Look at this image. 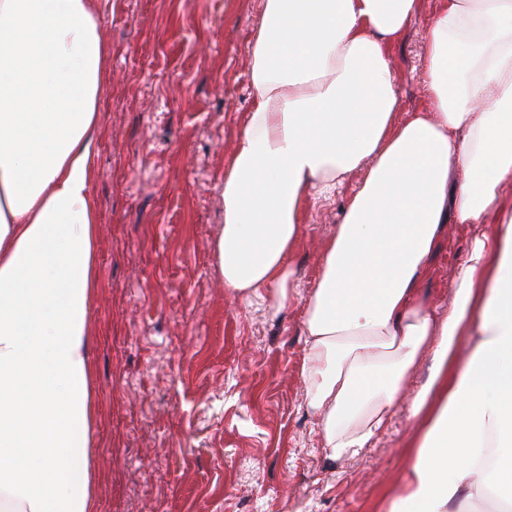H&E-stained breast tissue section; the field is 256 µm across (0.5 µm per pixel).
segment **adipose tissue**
Returning a JSON list of instances; mask_svg holds the SVG:
<instances>
[{
	"mask_svg": "<svg viewBox=\"0 0 512 512\" xmlns=\"http://www.w3.org/2000/svg\"><path fill=\"white\" fill-rule=\"evenodd\" d=\"M107 0H0V487L6 512H93L86 322L91 143ZM419 0H262L252 106L224 174L225 288L304 304L306 405L330 457L388 426L408 376L423 431L389 512L512 492V0H438L427 106L404 112L391 52ZM362 178L315 288L290 258L306 208ZM493 223L494 232L482 226ZM449 224H477L446 316L420 284ZM470 355L460 360L459 346Z\"/></svg>",
	"mask_w": 512,
	"mask_h": 512,
	"instance_id": "1",
	"label": "adipose tissue"
}]
</instances>
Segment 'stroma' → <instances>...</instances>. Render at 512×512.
<instances>
[{
    "mask_svg": "<svg viewBox=\"0 0 512 512\" xmlns=\"http://www.w3.org/2000/svg\"><path fill=\"white\" fill-rule=\"evenodd\" d=\"M261 0H108L92 142L97 280L88 313L94 512H387L420 429L405 383L391 426L330 458L305 405L303 304L274 311L224 287L213 246L222 182L251 108ZM393 49L405 110L426 103L423 35ZM358 183L308 206L292 259L303 287ZM472 224H451L421 284L447 314Z\"/></svg>",
    "mask_w": 512,
    "mask_h": 512,
    "instance_id": "1",
    "label": "stroma"
}]
</instances>
